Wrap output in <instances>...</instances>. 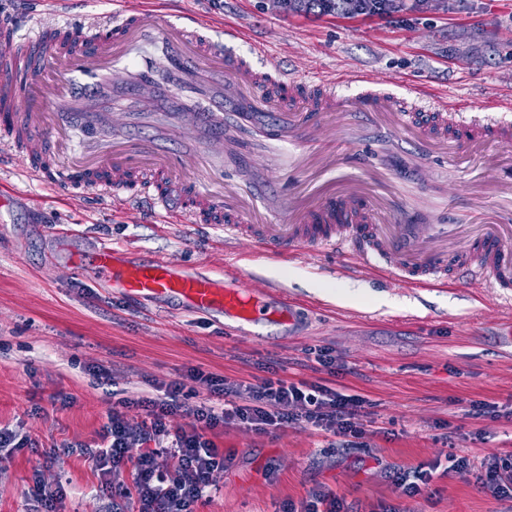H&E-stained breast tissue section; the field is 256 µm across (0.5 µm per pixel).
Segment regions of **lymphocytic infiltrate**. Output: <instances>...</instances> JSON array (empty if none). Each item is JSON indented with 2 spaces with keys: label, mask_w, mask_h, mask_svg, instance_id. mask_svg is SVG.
<instances>
[{
  "label": "lymphocytic infiltrate",
  "mask_w": 512,
  "mask_h": 512,
  "mask_svg": "<svg viewBox=\"0 0 512 512\" xmlns=\"http://www.w3.org/2000/svg\"><path fill=\"white\" fill-rule=\"evenodd\" d=\"M205 379L209 400L186 412L187 381ZM366 400L334 387L305 380L258 378L252 381L208 377L191 370L186 381H149L135 398L113 404L96 445L82 446L113 498L131 499L137 512H195L213 484V473L224 454L210 437L227 424L272 433L290 425L307 424L333 434L342 448L354 439L375 434L365 411ZM144 410L143 421L129 418ZM176 459L168 468L167 459ZM131 481H124V471Z\"/></svg>",
  "instance_id": "f902f5d3"
}]
</instances>
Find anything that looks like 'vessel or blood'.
Masks as SVG:
<instances>
[{"label":"vessel or blood","mask_w":512,"mask_h":512,"mask_svg":"<svg viewBox=\"0 0 512 512\" xmlns=\"http://www.w3.org/2000/svg\"><path fill=\"white\" fill-rule=\"evenodd\" d=\"M265 52L258 45L249 55L227 54L223 39L195 15L146 22L139 0H121L93 28L40 27L29 36L12 17L0 16V173L11 172L16 152L27 157L28 175L45 190L107 193L116 210L142 203L160 224L219 225L260 258H290L313 246L359 257L362 270L399 272L421 286L447 282L453 270L465 273L471 287L512 290V231L498 226L484 225L479 238L451 251L442 246L452 233L448 225L405 209L379 223V206L355 193L296 191L274 199L253 187L243 205L237 189L217 195L189 176L195 157L238 150L245 140L255 156L266 148L287 150L300 176L313 161L327 175L365 172L361 154L325 128L327 120L349 113L390 135L420 127L421 165L435 144L474 153L490 141L512 147V123L492 117L498 102L478 114L464 102L418 90L379 92L372 74L262 70L254 58ZM347 84L356 86V95L343 93ZM129 95L149 112L159 100L169 102L157 136L119 134L126 116L110 106ZM169 135L191 144L193 156L174 157L163 144ZM120 255L117 247L104 248L83 270L111 278L133 302L177 299L242 324L295 322L291 304L259 301L235 272L218 279L158 257L136 262Z\"/></svg>","instance_id":"vessel-or-blood-1"}]
</instances>
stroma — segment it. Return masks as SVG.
Here are the masks:
<instances>
[{
  "mask_svg": "<svg viewBox=\"0 0 512 512\" xmlns=\"http://www.w3.org/2000/svg\"><path fill=\"white\" fill-rule=\"evenodd\" d=\"M388 15L285 10L272 0H172V11L200 14L237 30L230 52L267 45L261 64L304 73L367 71L384 91L421 87L473 107L512 101V0H430ZM477 161L434 159L428 176L403 186V200L426 206L434 221L458 215L457 231L472 236L465 216V179ZM136 257H163L180 267L221 277L239 269L247 293L273 302L287 295L297 322H262L237 331L219 314H196L176 301L133 304L111 283L86 276L76 258L108 244ZM350 281L360 297L345 303L314 290L317 281ZM512 303L496 290L472 288L460 277L418 288L391 273L360 271L359 261L318 249L275 262L224 233L156 224L146 212L113 214L106 196L52 193L26 174V160L0 185V426L28 437L0 463V512H32L33 475L46 486L67 484L56 512H113L99 474L81 445L96 444L115 399L134 398L147 381L204 372L186 402L207 398L208 376H266L278 355L279 377L322 381L308 352L329 348L345 370L338 389L366 398L381 434L353 448L331 447L328 434L291 425L275 434L235 424L213 440L224 466L196 512H282L317 487L331 490L349 512H512V499L485 493L477 477L492 455L512 452V417L472 419L474 402L512 400V341L503 324ZM110 367L111 384L92 375ZM68 396L54 401L55 392ZM56 449L54 461L43 453ZM470 459L462 471L434 479L423 495H401L400 469L428 468L446 453Z\"/></svg>",
  "mask_w": 512,
  "mask_h": 512,
  "instance_id": "stroma-1",
  "label": "stroma"
}]
</instances>
